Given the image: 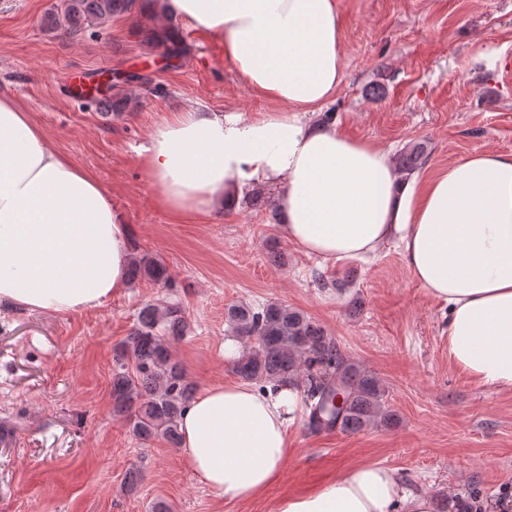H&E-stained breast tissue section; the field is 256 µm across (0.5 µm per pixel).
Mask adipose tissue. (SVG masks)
<instances>
[{"instance_id": "1", "label": "adipose tissue", "mask_w": 512, "mask_h": 512, "mask_svg": "<svg viewBox=\"0 0 512 512\" xmlns=\"http://www.w3.org/2000/svg\"><path fill=\"white\" fill-rule=\"evenodd\" d=\"M168 19L215 40L262 116L198 105L160 123L143 148L160 208L176 224L232 209L243 188L282 185L280 231L325 260L375 259L395 244L448 307V358L479 384L512 391V153H478L402 177L390 153L313 116L344 78L336 0H164ZM132 226L87 170L53 149L0 95V303L68 313L129 283ZM303 412L293 385L207 388L179 421L185 459L225 502L278 481ZM392 468L360 463L277 512H432Z\"/></svg>"}]
</instances>
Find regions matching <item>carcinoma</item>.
Listing matches in <instances>:
<instances>
[{"label":"carcinoma","instance_id":"carcinoma-1","mask_svg":"<svg viewBox=\"0 0 512 512\" xmlns=\"http://www.w3.org/2000/svg\"><path fill=\"white\" fill-rule=\"evenodd\" d=\"M133 3L61 0L55 22L73 36L130 12ZM142 34L144 40L164 46L172 58L189 53L177 36L160 39L153 30ZM427 153L424 142L410 145L394 158L398 172L409 175L417 171ZM131 275L169 282L166 268L147 256L133 258ZM225 320L244 343L233 364L235 374L261 386L271 382L302 384L313 429L356 433L397 422L379 378L347 360L336 341L302 311L279 302L259 307L239 304L228 307ZM186 327L181 305L147 304L139 312L137 325L115 349L113 411L133 417V434L143 444L158 436L174 445L180 442L179 420L195 389L173 360L170 340L181 338ZM478 497L476 489H468L451 502L442 501L440 512H473L469 501Z\"/></svg>","mask_w":512,"mask_h":512}]
</instances>
